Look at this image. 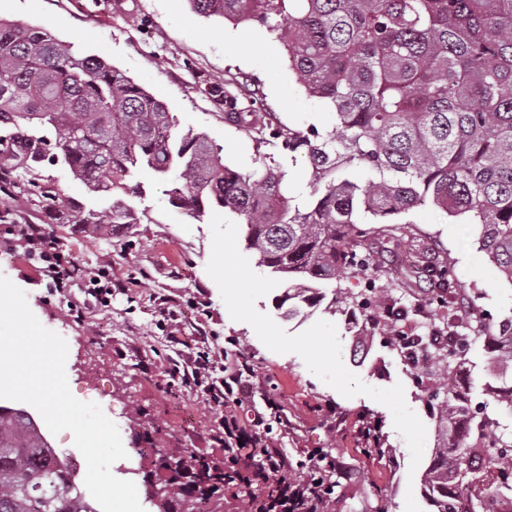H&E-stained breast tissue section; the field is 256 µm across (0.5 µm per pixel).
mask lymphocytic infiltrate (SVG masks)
I'll return each mask as SVG.
<instances>
[{
	"instance_id": "f902f5d3",
	"label": "lymphocytic infiltrate",
	"mask_w": 512,
	"mask_h": 512,
	"mask_svg": "<svg viewBox=\"0 0 512 512\" xmlns=\"http://www.w3.org/2000/svg\"><path fill=\"white\" fill-rule=\"evenodd\" d=\"M0 245L23 248L34 260L43 276L56 286L67 287L82 281L88 295L101 305L112 298V271L100 267L82 273L74 258L66 256L54 243L44 225L18 224L10 227ZM253 368L246 357H239L236 366L224 378V388L209 394L210 401L224 405V460L238 483L252 487L249 512H330L334 502L327 490H303L297 480L288 479L293 469L288 455L269 443L264 432L267 416L264 410L252 408L240 414L243 379Z\"/></svg>"
}]
</instances>
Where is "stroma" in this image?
<instances>
[{
    "label": "stroma",
    "instance_id": "35a3bbf8",
    "mask_svg": "<svg viewBox=\"0 0 512 512\" xmlns=\"http://www.w3.org/2000/svg\"><path fill=\"white\" fill-rule=\"evenodd\" d=\"M0 18L41 27L85 53L102 57L144 86L177 115L182 127L204 131L224 148V159L240 172L251 171L256 144L239 127L226 123L206 93L208 86L244 88L256 98L255 109L277 126L304 129L316 125L333 130L336 115L324 101L310 96L296 81L283 44L266 28L204 17L187 0H0ZM145 214L140 223L118 224L111 235L93 238L76 229L64 214L31 204L17 207L0 192V211L12 210V222H0V236L10 223L46 225L49 233L77 258L82 268L111 265L113 289L109 306L99 307L81 283L56 287L22 249L0 248V274L27 294L38 320L63 336L69 347L66 372L72 394L81 401H111L127 458L112 466L120 479L133 481L145 512H156L154 493L167 486L171 471L148 467L132 450L148 442L174 456L191 450L195 463L224 468L223 407L205 401L200 387H173L162 372L169 360L190 361L199 336L208 339L215 362L214 380L237 354L249 357L254 376L250 403L268 405L270 439L293 459L320 448L349 470L352 482L336 501V512H366L377 490L390 493L389 512H405L413 495L422 512L433 507L422 489V475L437 446L435 422L424 412L409 366L381 339L354 355V338L364 331L357 314H333L318 307L289 315L276 287L256 302L287 333H300L316 321L335 324L344 365L372 387L402 384L408 407L426 427L420 467L410 470V451L396 431L390 410L371 398H346L323 383L294 353L270 351L251 325L231 319L206 266L211 257L210 216L192 218L168 202L165 182L143 179ZM411 237L399 247L380 252L386 268H394L399 252L419 250L433 260L450 263L467 310L489 314L499 322L512 316V285L494 266L479 264L477 232L469 224L451 223L431 207L409 212ZM407 306L408 321L419 335L440 324L442 313L431 307L422 284L411 293L390 290ZM87 306L84 320L71 317V303ZM181 344H173L171 332ZM379 421L389 455L366 456L358 431L364 418Z\"/></svg>",
    "mask_w": 512,
    "mask_h": 512
}]
</instances>
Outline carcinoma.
<instances>
[{
  "label": "carcinoma",
  "mask_w": 512,
  "mask_h": 512,
  "mask_svg": "<svg viewBox=\"0 0 512 512\" xmlns=\"http://www.w3.org/2000/svg\"><path fill=\"white\" fill-rule=\"evenodd\" d=\"M195 12L267 27L283 43L296 80L336 112V129L321 133L265 122L228 89L207 93L224 121L257 146L312 167L307 191L260 158L242 173L202 131L184 129L174 113L124 72L49 32L0 19V171L14 196L53 149L51 162L82 180L100 205L88 208L54 185L37 203L64 209L71 223L106 235L137 223L130 199L143 195L137 176L169 181V203L199 218L209 208L245 226L246 247L286 284L288 314L322 303L357 309L401 360L423 356L434 366L442 397L433 415L443 440L423 474L436 512H477L497 483H512V428L473 404L459 386L471 344L481 340L501 384L483 393L512 418V318L499 335L480 314L453 312L457 282L446 263L421 253L402 258L448 310L444 343L400 342L394 306L375 249L411 235L400 221L417 207L444 211L455 224H474L478 252L512 284V0H189ZM346 274L366 280L355 293L337 284ZM224 483L201 466L200 496ZM0 512H98L81 498L67 463L33 430L22 410L0 407Z\"/></svg>",
  "instance_id": "cac0c4a2"
}]
</instances>
